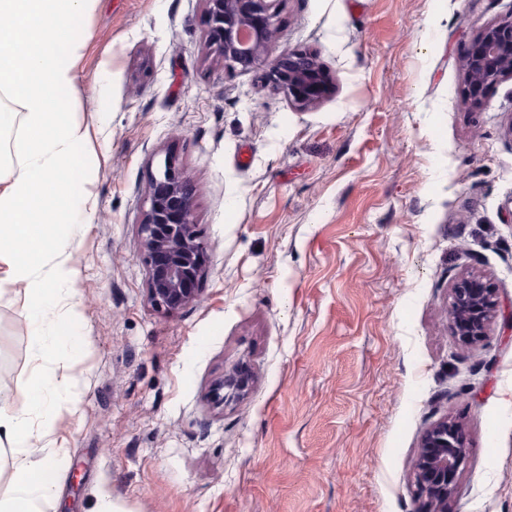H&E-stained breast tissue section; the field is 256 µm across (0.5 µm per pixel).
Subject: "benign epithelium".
<instances>
[{"label": "benign epithelium", "instance_id": "7a95c632", "mask_svg": "<svg viewBox=\"0 0 512 512\" xmlns=\"http://www.w3.org/2000/svg\"><path fill=\"white\" fill-rule=\"evenodd\" d=\"M283 0H205L206 38L224 67L243 70L264 65L272 85L299 109L321 102L335 80L315 58L304 53L271 55L279 30ZM464 94L475 107L501 81L512 79V15L480 28L460 56ZM140 224L141 259L148 273V298L167 312H176L198 297L197 285L208 260V248L193 220L194 193L185 171L168 160L152 176ZM480 278L458 280L451 290V335L472 345L484 340L497 316L498 300L490 284L475 287ZM253 384L249 363L241 361L215 380L208 394L212 408L224 407L248 395ZM466 433L445 417L424 434L414 471L419 512H448L457 476L467 466Z\"/></svg>", "mask_w": 512, "mask_h": 512}]
</instances>
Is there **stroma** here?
I'll list each match as a JSON object with an SVG mask.
<instances>
[{
  "instance_id": "stroma-1",
  "label": "stroma",
  "mask_w": 512,
  "mask_h": 512,
  "mask_svg": "<svg viewBox=\"0 0 512 512\" xmlns=\"http://www.w3.org/2000/svg\"><path fill=\"white\" fill-rule=\"evenodd\" d=\"M204 0H95L71 110L90 224L47 259L75 271L72 398L36 420L59 467L51 512H417L425 431L459 421L468 465L448 512H512V80L481 107L458 59L512 0H284L272 55L337 78L307 109L228 70ZM172 157L209 247L199 298L148 299L139 225ZM497 291L486 338L448 328L453 285ZM28 302L0 284V387L30 380ZM250 361V394L211 383ZM253 384V372L249 363L241 361L224 371L215 380L208 394L212 409L224 411V407L248 395Z\"/></svg>"
}]
</instances>
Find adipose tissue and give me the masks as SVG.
I'll list each match as a JSON object with an SVG mask.
<instances>
[{
  "instance_id": "1",
  "label": "adipose tissue",
  "mask_w": 512,
  "mask_h": 512,
  "mask_svg": "<svg viewBox=\"0 0 512 512\" xmlns=\"http://www.w3.org/2000/svg\"><path fill=\"white\" fill-rule=\"evenodd\" d=\"M94 0H0V134H13L0 166V266L22 287L35 361L22 402L0 410V446L8 445L15 474L0 497V512H45L57 498L58 470L38 448L31 422L50 419L69 395L47 374L51 360L82 346L80 312L58 313L63 283L74 270L39 272L57 248V229L80 231L91 209L76 163L86 131L74 119L67 91L75 61L63 51L74 42L73 20Z\"/></svg>"
}]
</instances>
